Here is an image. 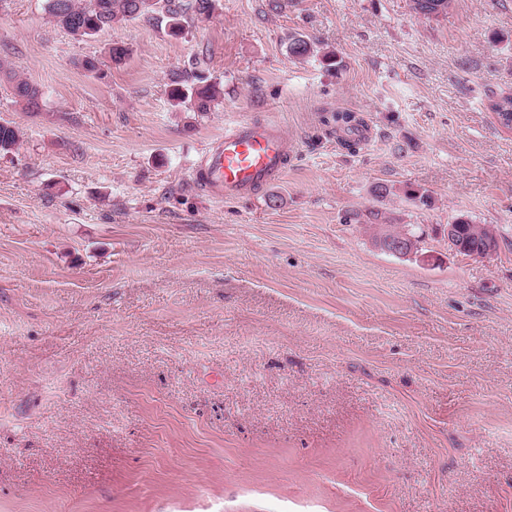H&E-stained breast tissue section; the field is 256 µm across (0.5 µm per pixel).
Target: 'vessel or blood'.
Returning a JSON list of instances; mask_svg holds the SVG:
<instances>
[{
	"label": "vessel or blood",
	"mask_w": 512,
	"mask_h": 512,
	"mask_svg": "<svg viewBox=\"0 0 512 512\" xmlns=\"http://www.w3.org/2000/svg\"><path fill=\"white\" fill-rule=\"evenodd\" d=\"M290 153L281 126L242 120L205 148L194 179L216 198L252 197L283 176Z\"/></svg>",
	"instance_id": "vessel-or-blood-1"
}]
</instances>
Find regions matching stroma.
<instances>
[{
	"instance_id": "35a3bbf8",
	"label": "stroma",
	"mask_w": 512,
	"mask_h": 512,
	"mask_svg": "<svg viewBox=\"0 0 512 512\" xmlns=\"http://www.w3.org/2000/svg\"><path fill=\"white\" fill-rule=\"evenodd\" d=\"M294 32L337 67L289 56ZM0 59L43 92L27 112L0 85L23 131L0 155V512H512V130L487 108L512 0H215L178 38L88 41L0 0ZM192 67L210 111L169 102ZM339 110L369 142L339 145ZM236 120L294 153L220 200L193 168ZM459 217L492 256L449 250ZM371 221L430 262L378 251Z\"/></svg>"
}]
</instances>
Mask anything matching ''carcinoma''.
<instances>
[{
    "mask_svg": "<svg viewBox=\"0 0 512 512\" xmlns=\"http://www.w3.org/2000/svg\"><path fill=\"white\" fill-rule=\"evenodd\" d=\"M415 14L429 18L446 15L453 0H410ZM45 10L59 27L76 39L94 38L98 32L132 19L148 21L163 17L167 20L168 33L181 36L195 17H207L213 11V0H46ZM317 52V44L309 36L296 33L288 39V53L303 60ZM0 79L9 84L14 102L27 112L40 111L43 103L40 90L20 78L9 65L0 61ZM222 96V89L194 70H181L172 74L168 91L174 108L195 112H208L211 105ZM495 115L512 113V93L493 96L489 103ZM22 130L10 123L0 122V153H11L22 141ZM367 230L372 241L380 238L393 241L401 239L403 232L396 224H369ZM463 233L471 248L478 247L484 239L495 234L486 224H469Z\"/></svg>",
    "mask_w": 512,
    "mask_h": 512,
    "instance_id": "obj_1",
    "label": "carcinoma"
}]
</instances>
